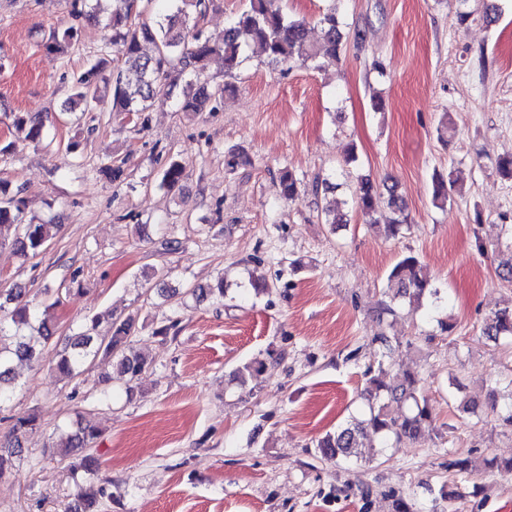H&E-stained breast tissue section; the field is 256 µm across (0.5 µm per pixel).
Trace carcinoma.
Wrapping results in <instances>:
<instances>
[{
	"mask_svg": "<svg viewBox=\"0 0 512 512\" xmlns=\"http://www.w3.org/2000/svg\"><path fill=\"white\" fill-rule=\"evenodd\" d=\"M112 16L107 27L112 36L107 44L121 55V66L114 69L111 61L99 58L89 68L73 76L71 94L63 102L62 110L73 111V105L111 106L113 112H136L139 124L146 126L148 112L162 95L170 94L178 82L187 76L197 79L203 75L211 56L224 58V69L230 73L240 63L244 50L258 49L274 62L288 65L298 61L323 60L334 64L340 60L347 44V35L336 17V9L323 15L321 40L312 43L307 39L305 21L286 15L281 0H247V6L232 19L220 45H212L201 38L200 24L217 6V0H169L170 13L156 22L136 21L140 16L139 0H113ZM77 30L67 27L54 30L46 45L47 54L56 56L73 45ZM152 43L153 55L142 53V45ZM213 98L207 83H186L177 111L198 114L205 111ZM13 140L0 146V155L9 154L18 142L38 143L46 137L45 124L37 115H19L13 122ZM185 176V166L171 162L163 171L160 188L174 191ZM433 199L440 206L452 200L457 188L453 170L434 173ZM301 182L291 171L284 172L279 180V195L293 200L300 193ZM378 188L367 177L356 180L353 202L360 211L369 215L376 211ZM387 204L392 211L385 232L391 237L410 229L403 200L388 188ZM14 228L16 237L11 241L24 257L39 254L49 241L48 224H36L27 218V201L23 188L0 180V228ZM388 288L395 296L419 300L428 295L440 302V290L423 273L419 258L408 254L401 257L389 270ZM199 302L224 299V280L214 285L191 290ZM26 299L21 288H12L0 300V338L8 336L12 343L0 346V408L11 398L14 385L11 362L17 358L37 366L45 360V349L54 335L50 310ZM98 320L84 323L80 332L68 338L64 349L53 360L54 369L61 375L78 378L87 363L98 355L114 358L113 369L128 380H135L147 366V360L128 347L132 318H111L109 329L97 331ZM482 334L494 342L502 338L512 340V308L495 312L485 323ZM369 414L366 418H351L345 425L328 432L316 441L322 457L349 459L356 456L359 438L371 433L390 445L402 440H425L435 431L431 411L419 392V373L394 371L384 362L366 381L363 392ZM402 403L406 409L391 414L389 403ZM37 417L33 414L12 418L9 439H0V473L11 467L21 457V438L35 428ZM100 436L96 423L80 416L67 432L52 446L53 453L68 458L79 450H88ZM72 471L83 470L89 476L99 470L98 457L91 453L81 456L78 464L70 465ZM106 488L94 481L78 493L79 512H96Z\"/></svg>",
	"mask_w": 512,
	"mask_h": 512,
	"instance_id": "carcinoma-1",
	"label": "carcinoma"
}]
</instances>
